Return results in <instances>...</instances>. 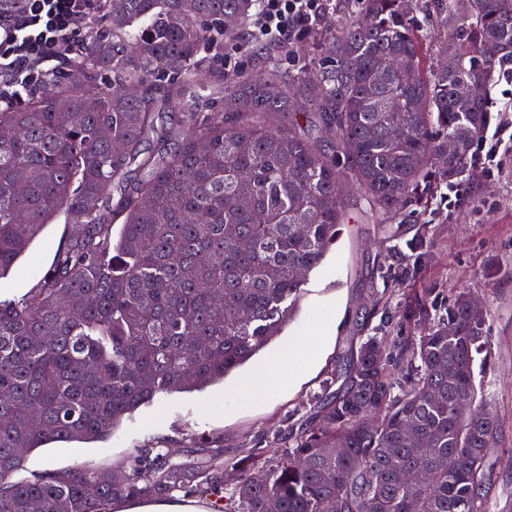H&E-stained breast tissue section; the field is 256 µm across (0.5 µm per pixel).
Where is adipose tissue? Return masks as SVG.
<instances>
[{
  "instance_id": "ef3b65f1",
  "label": "adipose tissue",
  "mask_w": 512,
  "mask_h": 512,
  "mask_svg": "<svg viewBox=\"0 0 512 512\" xmlns=\"http://www.w3.org/2000/svg\"><path fill=\"white\" fill-rule=\"evenodd\" d=\"M325 333L322 320H314L309 334L292 341L287 354L272 357L252 373L247 384L228 391L224 396L225 406L275 395L287 382L294 380L315 362Z\"/></svg>"
}]
</instances>
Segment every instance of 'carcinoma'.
<instances>
[{
	"mask_svg": "<svg viewBox=\"0 0 512 512\" xmlns=\"http://www.w3.org/2000/svg\"><path fill=\"white\" fill-rule=\"evenodd\" d=\"M410 7L346 0L324 56L236 73L212 88L224 111L205 112L185 76L214 37L245 29L255 0H108L53 90L0 109V279L56 217L70 226L37 288L0 300V512H112L183 490L224 495V512H488L500 423L476 384L488 316L464 290L439 312L427 294L407 306L413 336L394 354L363 337L289 446L241 451L232 484L221 448L201 465L150 448L127 467L24 474L33 450L101 438L281 336L350 194L382 224L406 206L438 213L490 124L512 0H448L447 66L423 55ZM172 109L177 123L159 124ZM406 248L427 264L425 234Z\"/></svg>",
	"mask_w": 512,
	"mask_h": 512,
	"instance_id": "1",
	"label": "carcinoma"
}]
</instances>
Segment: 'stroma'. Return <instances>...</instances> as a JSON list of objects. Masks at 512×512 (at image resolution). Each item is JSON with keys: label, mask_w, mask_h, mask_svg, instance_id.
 Instances as JSON below:
<instances>
[{"label": "stroma", "mask_w": 512, "mask_h": 512, "mask_svg": "<svg viewBox=\"0 0 512 512\" xmlns=\"http://www.w3.org/2000/svg\"><path fill=\"white\" fill-rule=\"evenodd\" d=\"M319 32L312 27L291 45L280 47L246 30L225 42L220 55L205 53L194 82L206 89L239 71L257 75L270 57L284 68L301 70L318 54ZM459 185L452 207L426 225L407 210L389 223H378L362 196L350 197L349 220L338 242L309 276L295 322L269 353L277 355L280 347L304 335L317 308L328 319L327 338L309 370L275 396L228 409L220 385L203 392L162 394L104 439L32 452L26 458L28 471L116 467L158 446L169 448L179 461L198 463L215 448L223 449L229 459L243 448L258 453L273 441L287 442L291 425L304 420L316 401L334 391L333 374L349 358L359 336L373 328L397 342L410 335L402 311L412 289H430L440 305L464 289L489 312L488 362L477 381L502 421L501 441L488 453L495 480L491 512H512V155L503 157L499 172L491 176L467 167ZM422 227L432 258L416 268L403 260L399 245ZM68 232L64 219L48 225L9 276L0 280V298L27 296Z\"/></svg>", "instance_id": "obj_1"}]
</instances>
